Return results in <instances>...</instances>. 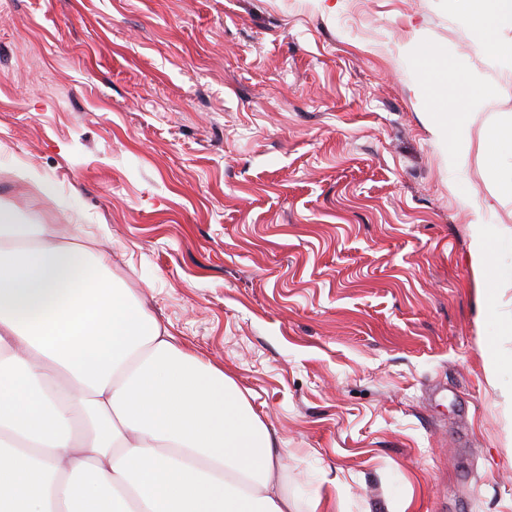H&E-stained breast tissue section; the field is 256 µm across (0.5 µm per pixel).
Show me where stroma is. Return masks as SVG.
Masks as SVG:
<instances>
[{"label":"stroma","mask_w":512,"mask_h":512,"mask_svg":"<svg viewBox=\"0 0 512 512\" xmlns=\"http://www.w3.org/2000/svg\"><path fill=\"white\" fill-rule=\"evenodd\" d=\"M463 0H0V205L77 231L289 450L308 512H512V28ZM475 100L464 159L441 114ZM19 165L42 184H16ZM475 13L466 16L467 22L475 30L487 49L491 52L499 50L495 33L502 27H512L511 0H478ZM471 247L469 251V261L471 268L479 274L485 283V293L487 308L495 306V290L492 285L495 282L512 281V268L509 270H498L494 268L491 261V255L494 245L492 233L489 224H484L480 219L475 224H471Z\"/></svg>","instance_id":"1"}]
</instances>
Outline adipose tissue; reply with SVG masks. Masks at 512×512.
<instances>
[{"label":"adipose tissue","mask_w":512,"mask_h":512,"mask_svg":"<svg viewBox=\"0 0 512 512\" xmlns=\"http://www.w3.org/2000/svg\"><path fill=\"white\" fill-rule=\"evenodd\" d=\"M467 21L489 51L512 0ZM487 224L469 261L494 302ZM288 450L222 368L186 350L57 225L0 210V512H298Z\"/></svg>","instance_id":"1"}]
</instances>
